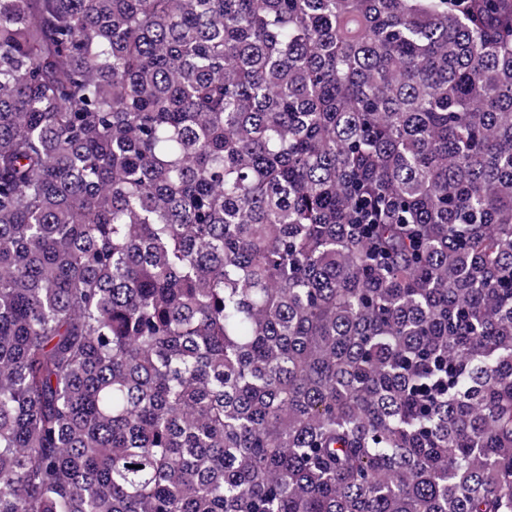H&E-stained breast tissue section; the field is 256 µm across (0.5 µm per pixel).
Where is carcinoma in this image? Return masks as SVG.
<instances>
[{
	"label": "carcinoma",
	"instance_id": "cac0c4a2",
	"mask_svg": "<svg viewBox=\"0 0 512 512\" xmlns=\"http://www.w3.org/2000/svg\"><path fill=\"white\" fill-rule=\"evenodd\" d=\"M0 512H512V0H0Z\"/></svg>",
	"mask_w": 512,
	"mask_h": 512
}]
</instances>
